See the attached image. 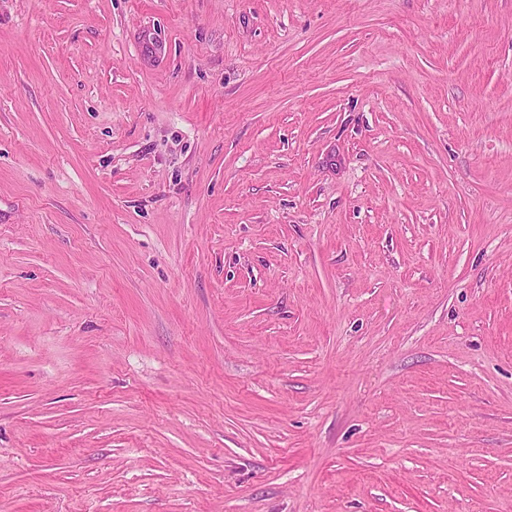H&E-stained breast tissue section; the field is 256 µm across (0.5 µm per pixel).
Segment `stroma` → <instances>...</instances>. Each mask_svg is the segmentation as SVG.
I'll return each mask as SVG.
<instances>
[{
	"instance_id": "stroma-1",
	"label": "stroma",
	"mask_w": 512,
	"mask_h": 512,
	"mask_svg": "<svg viewBox=\"0 0 512 512\" xmlns=\"http://www.w3.org/2000/svg\"><path fill=\"white\" fill-rule=\"evenodd\" d=\"M0 512H512V0H0Z\"/></svg>"
}]
</instances>
